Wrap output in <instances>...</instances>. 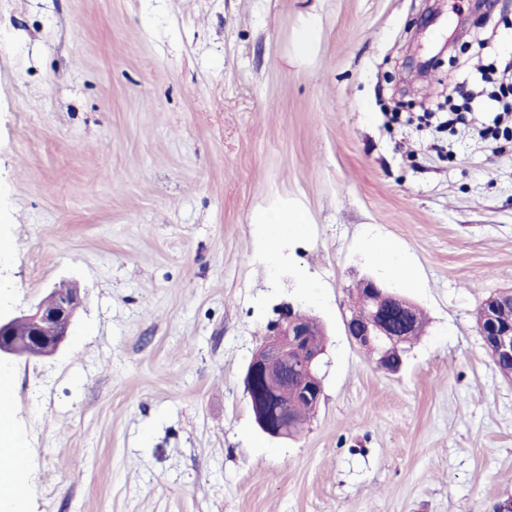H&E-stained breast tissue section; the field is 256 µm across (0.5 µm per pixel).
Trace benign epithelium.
I'll return each mask as SVG.
<instances>
[{
    "mask_svg": "<svg viewBox=\"0 0 512 512\" xmlns=\"http://www.w3.org/2000/svg\"><path fill=\"white\" fill-rule=\"evenodd\" d=\"M351 304L370 307L362 322L351 315L346 319L348 335L362 348L377 353L380 368L397 372L402 363L406 337L416 332L414 306L404 298L385 291L372 278L362 280ZM80 305L76 293L51 288L47 296L27 309L0 314V365L17 357L28 359L54 355L69 336L75 312ZM484 346L496 367L512 363V327L500 328L490 322L479 330ZM310 321L293 305L282 307L263 344L247 367L245 384L259 430L273 439L297 437L288 414V401L305 397L317 405L321 393L319 372L322 349L308 342ZM277 373L281 384L275 394L262 387L263 379Z\"/></svg>",
    "mask_w": 512,
    "mask_h": 512,
    "instance_id": "obj_1",
    "label": "benign epithelium"
}]
</instances>
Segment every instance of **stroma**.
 I'll list each match as a JSON object with an SVG mask.
<instances>
[{"label": "stroma", "instance_id": "stroma-1", "mask_svg": "<svg viewBox=\"0 0 512 512\" xmlns=\"http://www.w3.org/2000/svg\"><path fill=\"white\" fill-rule=\"evenodd\" d=\"M0 0V308L77 289L62 349L6 364L26 512H489L512 380L476 314L512 288V136L487 139L512 0ZM319 39L303 57L297 33ZM455 43L431 79L415 51ZM256 208L309 222L261 248ZM407 256L394 283L362 240ZM425 333L400 372L347 334L366 277ZM323 323L296 439L244 374L285 304Z\"/></svg>", "mask_w": 512, "mask_h": 512}]
</instances>
